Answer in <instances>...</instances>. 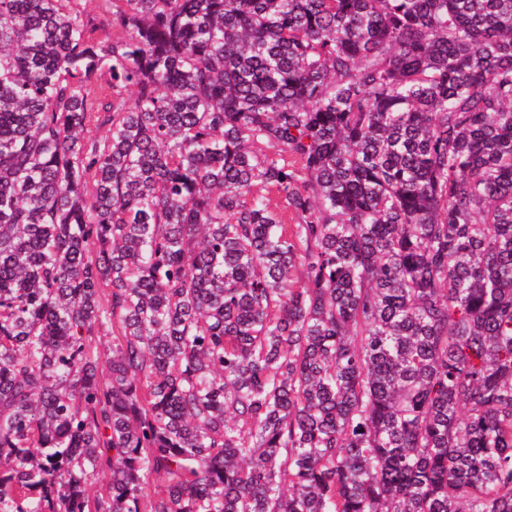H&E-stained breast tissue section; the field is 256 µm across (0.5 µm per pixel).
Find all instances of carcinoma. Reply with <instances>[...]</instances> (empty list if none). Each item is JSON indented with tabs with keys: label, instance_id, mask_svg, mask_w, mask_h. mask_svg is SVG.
I'll use <instances>...</instances> for the list:
<instances>
[{
	"label": "carcinoma",
	"instance_id": "cac0c4a2",
	"mask_svg": "<svg viewBox=\"0 0 512 512\" xmlns=\"http://www.w3.org/2000/svg\"><path fill=\"white\" fill-rule=\"evenodd\" d=\"M69 2L0 0V512H512V0ZM71 6L80 11L85 19H95L96 22L112 11V2L105 0H73Z\"/></svg>",
	"mask_w": 512,
	"mask_h": 512
}]
</instances>
